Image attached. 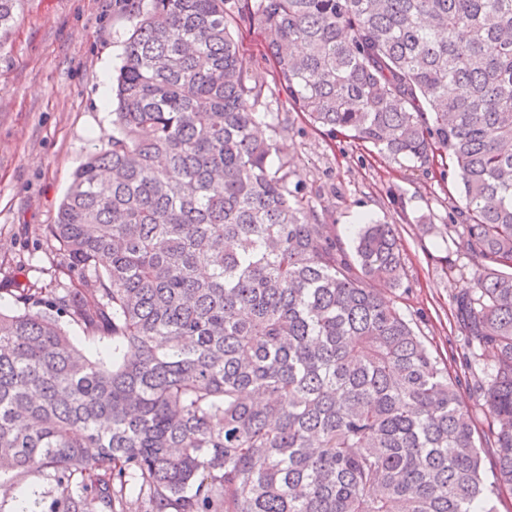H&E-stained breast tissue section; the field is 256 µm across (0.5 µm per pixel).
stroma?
<instances>
[{
  "instance_id": "obj_1",
  "label": "stroma",
  "mask_w": 512,
  "mask_h": 512,
  "mask_svg": "<svg viewBox=\"0 0 512 512\" xmlns=\"http://www.w3.org/2000/svg\"><path fill=\"white\" fill-rule=\"evenodd\" d=\"M141 18L136 0H18L13 22L0 29L1 309L14 306L13 283L41 287L54 277L59 245L42 229L55 222L74 172L112 135V79ZM234 37L253 60L252 80L264 89L261 109L278 117L282 154L320 218L346 242L361 216L397 223L406 278L392 298L446 360L478 432H485L454 314L462 273L444 262L455 183L441 179L437 167L388 159L371 145L311 128L276 84L259 32L244 26ZM56 494L47 472L22 475L0 497V512H17L26 495Z\"/></svg>"
}]
</instances>
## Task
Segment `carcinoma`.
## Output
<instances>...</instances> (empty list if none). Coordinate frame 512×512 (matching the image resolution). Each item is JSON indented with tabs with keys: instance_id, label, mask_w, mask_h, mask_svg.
Instances as JSON below:
<instances>
[{
	"instance_id": "carcinoma-1",
	"label": "carcinoma",
	"mask_w": 512,
	"mask_h": 512,
	"mask_svg": "<svg viewBox=\"0 0 512 512\" xmlns=\"http://www.w3.org/2000/svg\"><path fill=\"white\" fill-rule=\"evenodd\" d=\"M112 137L45 237L78 284L0 311V491L39 512H496L512 491V0H147ZM262 34L294 110L388 158L441 162L454 297L496 449L394 301L397 225L347 247L290 188L230 28ZM112 342L91 359L68 327ZM48 471L29 473L18 476L14 479L11 488L7 493L0 497V512H16L19 508L21 498L26 494H31L27 498L29 507L26 510L32 512L35 508V501L42 496L50 499L57 495V487L53 480L48 476Z\"/></svg>"
}]
</instances>
